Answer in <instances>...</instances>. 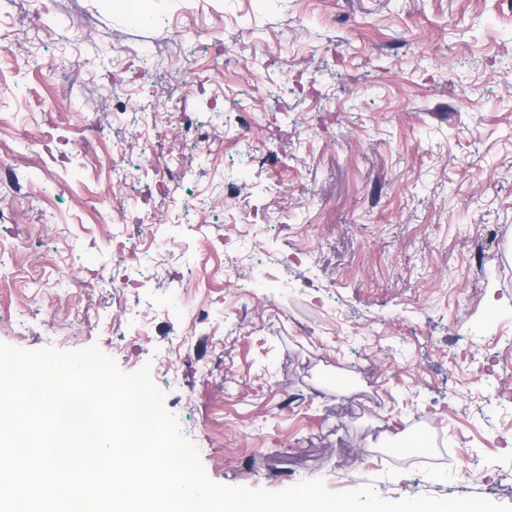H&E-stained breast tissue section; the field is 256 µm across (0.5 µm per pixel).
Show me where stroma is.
Instances as JSON below:
<instances>
[{
    "label": "stroma",
    "instance_id": "35a3bbf8",
    "mask_svg": "<svg viewBox=\"0 0 512 512\" xmlns=\"http://www.w3.org/2000/svg\"><path fill=\"white\" fill-rule=\"evenodd\" d=\"M1 164L0 343L151 363L222 485L512 506V0H0Z\"/></svg>",
    "mask_w": 512,
    "mask_h": 512
}]
</instances>
